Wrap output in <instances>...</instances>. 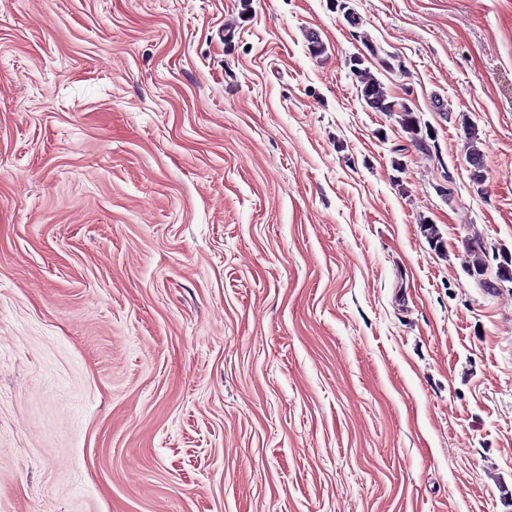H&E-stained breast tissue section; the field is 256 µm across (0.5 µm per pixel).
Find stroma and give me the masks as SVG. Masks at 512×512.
I'll return each mask as SVG.
<instances>
[{
  "instance_id": "obj_1",
  "label": "stroma",
  "mask_w": 512,
  "mask_h": 512,
  "mask_svg": "<svg viewBox=\"0 0 512 512\" xmlns=\"http://www.w3.org/2000/svg\"><path fill=\"white\" fill-rule=\"evenodd\" d=\"M476 231L512 254V0H0V512H512ZM359 60V58H354L352 61L348 59L347 65L357 64ZM364 61L362 56L361 61L350 68L351 74L358 79L360 84L358 93L361 100L364 101L367 108L374 112L398 114V122L411 146L422 154L430 155L432 148H435V139L428 134L430 127L425 123L422 126L420 117L417 115L418 112L411 106L410 100L391 96L384 85L371 75L369 70L362 67ZM466 144L468 160L470 164V177L476 184H483L485 181V164L483 160V154L477 146V138L475 133L467 130Z\"/></svg>"
}]
</instances>
